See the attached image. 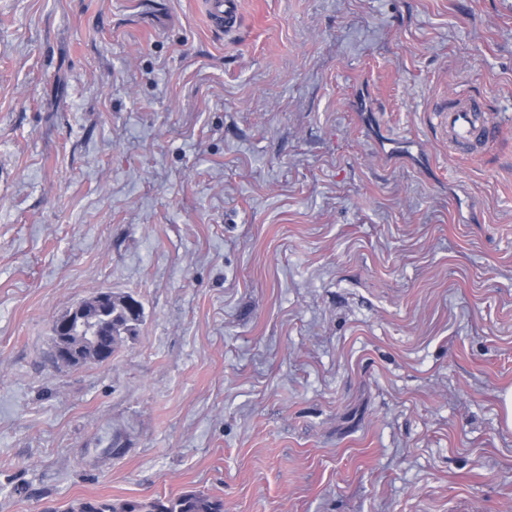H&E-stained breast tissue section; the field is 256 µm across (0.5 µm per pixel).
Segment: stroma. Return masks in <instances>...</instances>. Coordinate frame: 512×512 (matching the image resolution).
Wrapping results in <instances>:
<instances>
[{
	"label": "stroma",
	"mask_w": 512,
	"mask_h": 512,
	"mask_svg": "<svg viewBox=\"0 0 512 512\" xmlns=\"http://www.w3.org/2000/svg\"><path fill=\"white\" fill-rule=\"evenodd\" d=\"M509 388L512 0H0V512H512ZM204 9L210 26L226 32L234 31L240 22V0H205ZM448 142L478 147L493 141L498 124L484 110L483 102L470 95H460L448 108ZM109 292H97L89 300H83L61 316L55 318L51 325L53 334L51 362L56 367H76L84 363V344L89 343L90 336H79L82 343L73 342L72 336H68L71 328L76 324L85 323L87 320V301L94 303L103 302ZM131 300L132 303L127 302ZM112 326L107 327L101 322L88 324L93 334L99 337V345L106 349L112 348V356L118 352L127 336H133L136 326L142 319L143 310L139 302L131 296H112ZM72 512H224V502L218 498L196 493L184 494L174 499H153L148 502L104 501L96 504L82 502Z\"/></svg>",
	"instance_id": "stroma-1"
}]
</instances>
